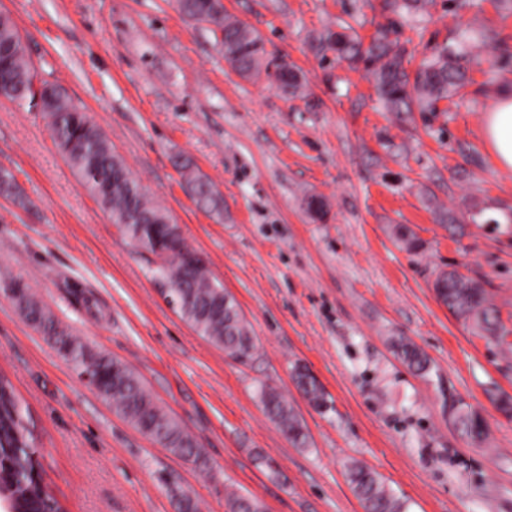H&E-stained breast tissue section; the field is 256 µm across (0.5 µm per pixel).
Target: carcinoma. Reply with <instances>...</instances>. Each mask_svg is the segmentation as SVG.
<instances>
[{
  "mask_svg": "<svg viewBox=\"0 0 512 512\" xmlns=\"http://www.w3.org/2000/svg\"><path fill=\"white\" fill-rule=\"evenodd\" d=\"M215 5L216 0H176L177 10L184 18L217 26L221 32L218 44L224 58L238 74L243 77L259 74L267 55L262 37L225 14L215 16ZM423 8L421 0H383L382 9L391 17L379 26L369 43H364L351 27L342 32L328 29L318 38L317 49L363 65L374 80L378 96L392 111L410 112L416 104L422 112H437L439 102L457 94L467 82L470 53L462 41L445 43L417 69L409 70L411 60L401 42L394 16L405 18ZM4 47L10 49V54L6 62L7 78L0 81L3 83L0 96L28 104L32 98L29 78L35 69L20 43L16 26L1 16L0 48ZM301 87V76L290 70L279 90L285 96H293ZM42 88L56 118L58 148L82 184L110 214L112 223L120 225L129 239L156 257L149 267L151 277L186 295L187 301L178 309L180 316L200 336L224 349L228 358L238 362L249 360L255 344L235 297L208 275L205 264L186 263V259L196 257L197 251L187 243L165 209L149 201L85 108L72 103V98L55 84L44 80ZM179 167L190 180L197 206L209 213L221 214L224 199L212 183L196 173L188 159L181 161ZM0 193L23 201L14 176L2 169ZM1 283L13 288L11 300L21 314L54 344L78 377L89 376L88 386L112 404L121 417L174 455L193 463L199 461L201 452L196 441L175 417L154 402L127 365L93 351L73 336L69 328L36 299L23 280L1 277ZM433 288L437 299L452 314L470 324L477 335L498 345L508 344L512 332L502 325L482 281L459 276L457 270L452 269L439 272ZM398 353L415 372L423 374L429 370V359L414 344L400 341ZM293 375L308 403L315 409L323 408L325 394L310 371L297 365ZM258 396L269 418L289 438L299 441L304 437L294 408L277 388L262 384ZM448 408L453 410L451 421L456 430L474 445H480L486 435V422L481 412L453 393L448 394ZM36 454L34 429L27 410L11 381L0 375V502L7 504L8 512H64L45 482L41 465L34 461ZM347 478L363 512H406L405 501L395 497L365 465H349ZM173 498L175 512H198L196 500L185 493L175 490ZM226 507L227 512H267L265 503L248 493L230 494Z\"/></svg>",
  "mask_w": 512,
  "mask_h": 512,
  "instance_id": "1",
  "label": "carcinoma"
}]
</instances>
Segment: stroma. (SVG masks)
<instances>
[{"instance_id": "obj_1", "label": "stroma", "mask_w": 512, "mask_h": 512, "mask_svg": "<svg viewBox=\"0 0 512 512\" xmlns=\"http://www.w3.org/2000/svg\"><path fill=\"white\" fill-rule=\"evenodd\" d=\"M381 0H224L268 57L303 77L287 98L268 71L241 77L211 26L173 0H0L39 78L85 107L145 194L237 300L255 350L246 362L199 336L54 142L49 120L0 99V168L26 198L0 195V277L24 280L91 349L130 367L202 448L195 466L122 419L0 293V373L30 411L46 479L67 512H225L227 491L268 512H362L350 463L377 472L407 512H512V352L457 320L432 288L439 271L481 279L512 330V172L482 135L494 93L512 88V0H428L403 36L415 59L459 36L478 47L469 82L438 111L399 115L363 67L318 54L347 23L370 39ZM493 31L496 42L485 44ZM191 160L224 198L199 209L177 167ZM325 200L311 218L310 197ZM483 213L471 223L473 207ZM465 224L451 235L447 215ZM423 246L409 251L396 226ZM407 339L431 368L396 354ZM302 365L324 389L314 410ZM278 388L305 439L269 419L257 388ZM481 409L473 446L448 421L449 393ZM272 457L278 476L258 467ZM298 388L301 390L308 403L315 409H321L326 404L325 394L316 378L310 371L301 365H297L293 372Z\"/></svg>"}]
</instances>
